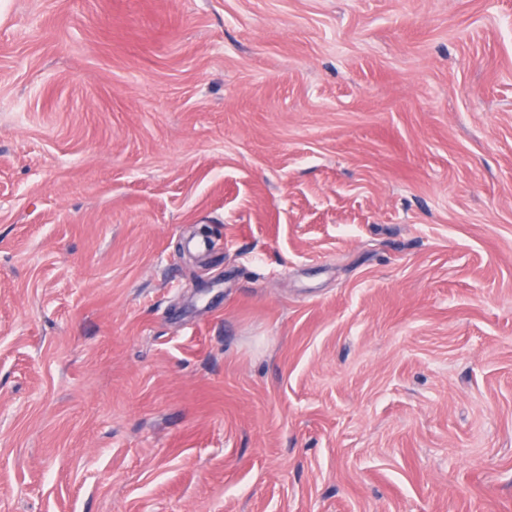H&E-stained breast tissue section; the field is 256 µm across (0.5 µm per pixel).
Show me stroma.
<instances>
[{"mask_svg":"<svg viewBox=\"0 0 512 512\" xmlns=\"http://www.w3.org/2000/svg\"><path fill=\"white\" fill-rule=\"evenodd\" d=\"M0 512H512V0H0Z\"/></svg>","mask_w":512,"mask_h":512,"instance_id":"1","label":"stroma"}]
</instances>
